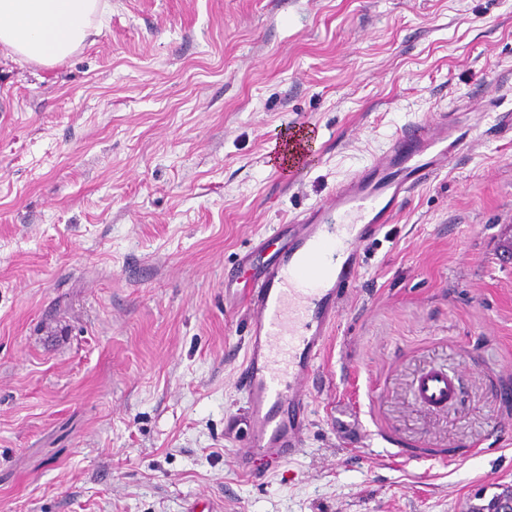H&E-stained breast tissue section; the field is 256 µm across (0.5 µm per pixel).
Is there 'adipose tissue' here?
<instances>
[{
  "label": "adipose tissue",
  "instance_id": "adipose-tissue-1",
  "mask_svg": "<svg viewBox=\"0 0 512 512\" xmlns=\"http://www.w3.org/2000/svg\"><path fill=\"white\" fill-rule=\"evenodd\" d=\"M107 0H0V48L13 61L60 63L98 35Z\"/></svg>",
  "mask_w": 512,
  "mask_h": 512
}]
</instances>
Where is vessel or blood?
Masks as SVG:
<instances>
[{"label":"vessel or blood","mask_w":512,"mask_h":512,"mask_svg":"<svg viewBox=\"0 0 512 512\" xmlns=\"http://www.w3.org/2000/svg\"><path fill=\"white\" fill-rule=\"evenodd\" d=\"M461 141L449 116L413 122L321 201L261 238L259 250L277 248L252 268L246 299V434L235 456L242 475L252 476L257 460L284 463L302 451L311 415L305 383L362 266L360 243L376 238L415 189L448 171ZM454 393L453 376L442 370L424 373L416 386L417 400L433 408Z\"/></svg>","instance_id":"1"}]
</instances>
